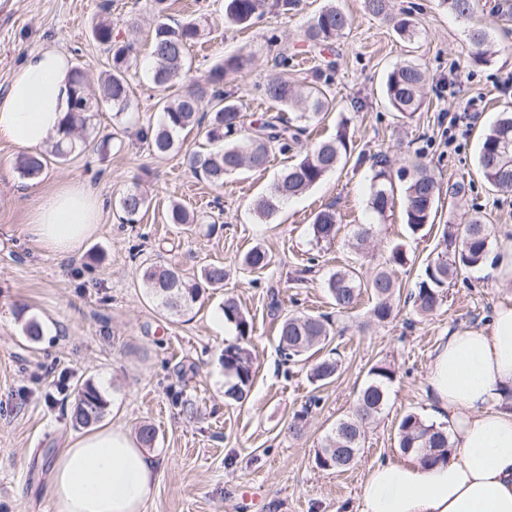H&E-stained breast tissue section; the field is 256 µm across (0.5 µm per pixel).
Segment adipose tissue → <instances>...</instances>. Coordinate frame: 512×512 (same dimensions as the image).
<instances>
[{"instance_id": "1", "label": "adipose tissue", "mask_w": 512, "mask_h": 512, "mask_svg": "<svg viewBox=\"0 0 512 512\" xmlns=\"http://www.w3.org/2000/svg\"><path fill=\"white\" fill-rule=\"evenodd\" d=\"M72 67L54 45L27 55L0 95L1 141L39 150L60 139ZM100 213L94 191L73 181L35 203L25 230L46 252L75 255L96 234ZM427 387L451 432L447 461L376 464L360 512H512V305L500 304L488 328L449 332ZM157 480V464L137 438L103 427L57 455L49 500L52 512H143Z\"/></svg>"}]
</instances>
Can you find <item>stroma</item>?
<instances>
[{
    "label": "stroma",
    "mask_w": 512,
    "mask_h": 512,
    "mask_svg": "<svg viewBox=\"0 0 512 512\" xmlns=\"http://www.w3.org/2000/svg\"><path fill=\"white\" fill-rule=\"evenodd\" d=\"M104 0H0V94L14 69L30 52L47 44L65 49L72 62L96 82L111 64L89 28ZM116 40L131 36L137 19L138 66L130 76L132 118L121 129L111 111L98 113L78 136L79 147L62 164H50L39 179L19 176L16 147L0 141V512H52L47 492L50 466L78 428L70 420L77 386L93 382L108 401L105 423L137 432L142 423L156 429L148 452L160 476L144 512H360V490L370 467L402 460L396 427L403 415L434 421L426 378L435 348L452 330L487 327L498 304L512 303V279L489 267L463 272L449 298L432 315L418 317L399 306L380 323L373 301L361 297L338 323L344 332L329 337L324 353L336 358L338 376L317 386L304 363L285 361L278 350L276 313H332L325 280L356 259L349 246L354 225L381 223L362 269L372 272L395 243L409 261L396 269L403 291L419 281L427 258L435 256L444 225L466 223L485 214L495 236L512 229V192H495L476 168L478 140L498 115L512 111V91L500 82L512 74V13L498 12L500 0H477V20L488 29L495 56L491 64L469 59V23L442 8L439 0H392L394 11H412L420 34L400 38L385 20L365 11L363 0H336L352 19L331 52H309L303 31L326 0H302L299 11L266 13L250 26L224 19V0H167L172 20L201 18L205 36L190 50V75L199 78L225 56L241 53L249 64L228 74L224 90L243 103L247 123H256L272 104L261 89L275 77L312 81L333 63L330 92L336 109L311 124L302 145L331 137L340 120L352 134L345 165L318 185L283 204L268 221L254 213L286 167L299 159L302 145L288 153L272 150L265 169L246 170L215 187L196 179L188 153L208 151L204 134L181 136L180 153L154 157L136 137L140 125L154 124L160 92L151 81L149 31L152 0H111ZM288 65L275 66L279 53ZM412 61L426 70L429 101L412 121L397 122L383 87L388 71ZM479 98L480 114L448 148L449 115L459 102ZM120 134L121 146L101 153L104 135ZM421 154L437 181L461 180L466 193L457 205L440 200L432 226L412 236L404 206L396 204L385 220L369 206L375 159L385 155L400 166ZM71 179L87 182L106 201L99 230L82 254L44 252L23 232L29 211L41 194ZM138 187L148 208L138 223H121L118 198ZM198 215L195 224H170L172 202ZM334 206L341 229L330 243L316 244L309 226L325 206ZM262 246L266 269H242L241 258ZM177 265L194 278L210 263L224 266L221 286L208 288L187 314L175 316L157 305L142 279L153 263ZM238 299L253 322L247 341L255 377L247 400L224 399V346L236 342L221 310L225 297ZM43 330L39 341L24 336L27 320ZM391 365L395 379L387 406L365 432L357 463L348 471L321 469L315 454L336 419L352 410L369 368ZM194 405L185 413L174 393ZM316 399L301 436L288 424L309 399Z\"/></svg>",
    "instance_id": "35a3bbf8"
}]
</instances>
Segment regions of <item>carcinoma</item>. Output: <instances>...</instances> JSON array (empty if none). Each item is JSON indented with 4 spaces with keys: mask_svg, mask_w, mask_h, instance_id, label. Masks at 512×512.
<instances>
[{
    "mask_svg": "<svg viewBox=\"0 0 512 512\" xmlns=\"http://www.w3.org/2000/svg\"><path fill=\"white\" fill-rule=\"evenodd\" d=\"M166 0H154L155 22L151 36V56L154 62L155 86L168 87L182 73L191 69L187 54L189 49L204 36V26L196 20L175 22L166 15ZM440 4L460 18H467L475 7V0H440ZM298 5V0H226L225 20L235 25H249L266 12L277 10L288 13ZM364 9L375 17L387 18L396 33L412 40L416 35V22L408 11L392 13L391 0H364ZM350 26L348 15L335 4L322 7L307 23L304 41L312 49L324 51ZM92 39L106 47L111 54V67L100 78L97 90L90 89L85 71L76 66L72 74V100L64 120L62 138L51 149L20 155L15 168L27 180L40 178L48 166L49 158L60 162L68 158L77 147V132L88 126L93 117L107 108L113 118L122 122L131 107V88L128 72L135 54L129 42L113 38L112 21L97 18L91 27ZM471 46L469 57L475 64L492 62L488 49L489 33L474 28L468 34ZM246 59L233 54L214 64L208 74L192 82L175 98L163 96L156 105L160 119L155 125L137 131L139 140L156 157H165L179 149V134L197 128L216 149L194 152L189 156V166L194 175L214 185L224 184V178L244 168L260 169L269 158L272 147L282 152L290 144L300 143V136L313 122L323 120L332 110V99L326 87L329 80L316 78L300 85L287 80L267 83L263 93L278 106L279 112L269 114L247 130L244 128L243 104L224 93V76L242 69ZM426 77L422 68L412 62L394 66L386 76L385 96L396 119L411 120L425 106ZM294 113L284 118L285 111ZM350 132L346 120L338 123L336 136L321 140L309 147L305 155L280 176L261 196L254 206L262 220L272 219L279 205L317 185L326 175L336 170L349 152ZM378 169L371 178L370 207L381 218L394 207L395 191L402 189L405 224L417 234L434 222L441 184L428 170L422 156L416 153L407 158L396 170L387 162H377ZM478 168L485 182L495 191H512V114L503 115L485 133L478 153ZM122 220L126 224L139 221L147 206V198L137 189L125 190L118 199ZM170 224H193L198 217L182 205L174 203L167 212ZM313 239L332 242L339 231L336 210L325 207L317 212L310 224ZM378 225L356 224L352 247L359 255L365 253L376 236ZM491 229L488 218L476 213L468 223L444 227L440 250L428 260L424 274L415 289L401 294V286L392 276L396 267L407 264L408 256L401 245L393 246L382 266L365 276L354 267H342L330 273L325 288L336 313H347L359 302L363 293L374 300L373 317L384 322L391 318L394 309L405 297L412 302L419 315L435 312L447 297V290L459 272L476 268L488 258L491 250ZM242 264L251 270H262L270 264L267 252L260 246L250 249L242 257ZM142 278L150 296L172 313L185 312L198 301L203 286L224 283V266L210 264L200 271L195 280H187L172 265L150 264L144 267ZM224 322L234 326L240 342L224 347V397L231 403L244 402L251 390L255 368L250 350L243 344L253 331V325L233 297L224 299ZM334 321L324 314H289L280 317L278 324L279 350L295 361H305L320 351L333 330ZM339 371L338 362L322 357L311 364L309 377L314 382L326 383ZM394 380V370L385 363L374 364L357 396L353 409L336 421L326 438V444L316 451L318 467L336 472L351 468L359 457L365 428L385 409L389 388ZM107 401L93 383L87 381L77 387L70 404V418L74 425L88 428L105 416ZM398 448L404 454L418 457L424 465H435L447 459L448 429L442 424L427 422L417 413L405 414L397 426Z\"/></svg>",
    "mask_w": 512,
    "mask_h": 512,
    "instance_id": "1",
    "label": "carcinoma"
}]
</instances>
